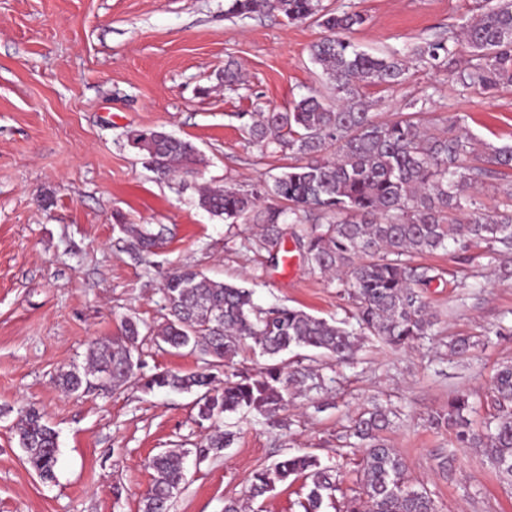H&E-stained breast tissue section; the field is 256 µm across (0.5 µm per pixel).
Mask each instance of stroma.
<instances>
[{"instance_id": "35a3bbf8", "label": "stroma", "mask_w": 512, "mask_h": 512, "mask_svg": "<svg viewBox=\"0 0 512 512\" xmlns=\"http://www.w3.org/2000/svg\"><path fill=\"white\" fill-rule=\"evenodd\" d=\"M231 0H0V512H140L153 482L150 459L188 449L186 482L171 512H224L247 498L256 470L309 453L337 469L325 512H349L361 491V457L345 446L350 418L373 405L392 410L384 437L405 458L407 478L431 493L437 512H512V486L483 449L457 447L432 428L430 414L469 395L481 428L483 399L497 369L512 362V282L499 281L478 248L416 256L442 270L424 292L436 335L394 348L364 336L353 360L336 363L307 350L286 357L287 371H313L320 390H288L286 409L270 417L224 415L231 444L200 459L209 432L193 394L146 388L163 372L204 370L200 354L145 342L134 377L112 390L76 394L55 383L59 371L84 366L92 343H112L120 322L141 331L166 321L161 288L191 265L218 281L252 289L264 309L288 307L330 322L355 305L337 282L311 271L293 242L286 265L244 248L248 224H227L197 204L202 186L244 191L296 164L283 150L248 143L237 113L283 112L325 77L310 56L324 31L260 11L231 17ZM359 11L367 23L352 40L370 54L408 57L403 82L363 93L378 120L402 118L405 104L428 98L430 127L458 122L476 137L512 143V84L463 89L451 71L411 60L423 39L459 30L485 0H322ZM242 80L224 84L226 65ZM163 130L192 142L205 157L188 182L161 180L129 132ZM165 225L154 253L134 250L120 227ZM471 276V287L457 283ZM473 337L466 356L448 350ZM34 406L57 431L54 481L43 482L21 459L16 424ZM452 468H442L447 455ZM305 480L290 478L252 501L254 512H303Z\"/></svg>"}]
</instances>
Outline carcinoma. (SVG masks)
Instances as JSON below:
<instances>
[{
  "mask_svg": "<svg viewBox=\"0 0 512 512\" xmlns=\"http://www.w3.org/2000/svg\"><path fill=\"white\" fill-rule=\"evenodd\" d=\"M320 2L231 0L229 13L237 16L265 8L292 22L312 20L322 27L325 35L312 45L311 56L327 76V93L312 91L287 112L231 113L249 141L272 153L286 148L305 162L249 192L204 189L198 206L226 224L257 226L253 243L268 252L280 251L285 237L292 236L307 263L322 274L336 275L358 302L356 325L347 329L294 308L261 309L248 288L213 280L191 267L174 271L163 288L166 323L153 333V341L177 351H197L213 368L232 361L249 343L273 360L255 375L235 373L221 380L204 370L161 373L145 382L148 388L196 394L203 420L217 421L239 410L268 415L281 409L288 386L305 383L275 362L295 349L343 361L363 335L377 336L393 347L432 335L436 315L427 309L422 292L439 273L435 267L413 264L414 256L462 243L485 245L491 261L512 251V188L505 192L503 209L491 213L479 211L472 195L475 185L512 168V145L494 146L446 126L425 131L417 117L426 98L406 103L409 113L399 120H377L362 87L400 83L404 64L395 52L375 56L352 42L350 34L367 21L363 14L336 12ZM463 30L470 59L456 81L478 90L512 83V0H496L463 24ZM457 53L451 36L435 35L415 48L420 61L432 68L449 65ZM128 143L161 179L192 178L203 163L191 142L154 129L130 133ZM332 147L336 152L330 156ZM120 230L141 251L168 232L166 227L129 224ZM144 340L136 322L124 321L120 340L92 344L87 366L60 372L58 384L68 393L79 392L92 378L114 387L123 384L135 374L134 353ZM489 398L496 414L482 433L470 428L468 415L474 406L466 395L449 400L448 410L433 415L431 425L456 431L467 448L484 449L495 470L512 480V364L498 369ZM390 414L376 405L350 426V447L363 452L362 492L351 512H436L425 487L407 484L406 461L382 438ZM18 443L24 463L42 480H54L58 435L38 409L22 411ZM230 443L231 434L218 432L197 452L204 458L218 455ZM182 457L168 450L152 458L153 483L140 512H170L184 481ZM299 475L306 479L304 512H322L336 490V475L312 454L289 455L255 471L248 496H262L276 483Z\"/></svg>",
  "mask_w": 512,
  "mask_h": 512,
  "instance_id": "obj_1",
  "label": "carcinoma"
}]
</instances>
